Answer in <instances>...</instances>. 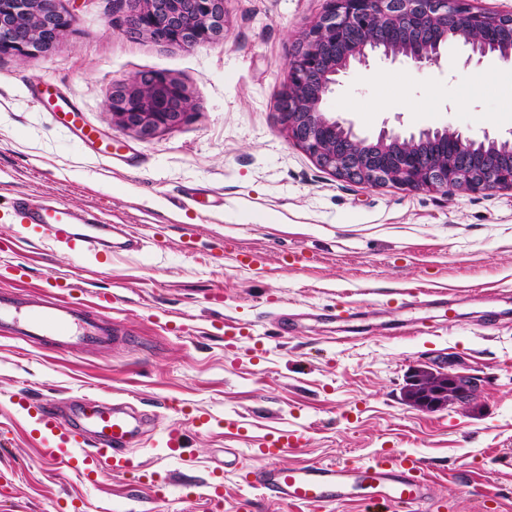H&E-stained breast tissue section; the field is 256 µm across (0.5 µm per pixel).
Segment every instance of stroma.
<instances>
[{
	"label": "stroma",
	"mask_w": 512,
	"mask_h": 512,
	"mask_svg": "<svg viewBox=\"0 0 512 512\" xmlns=\"http://www.w3.org/2000/svg\"><path fill=\"white\" fill-rule=\"evenodd\" d=\"M76 21L44 53L0 54V209L44 197L127 224L141 246L100 263L0 221V289L33 296L49 276L112 296L128 342L60 352L0 338V512H398L364 490L320 509L246 487L236 466L266 467L258 440L299 433L281 464L360 465L385 452L420 459L433 491L416 512H512V191H408L337 179L288 138L276 101L292 44L326 0H225L224 37L192 48L127 33L116 0H61ZM452 44L425 69L353 67L326 106L367 137L382 127L512 131V77L494 59L465 65ZM152 72L181 83L193 109L149 139L107 102ZM485 74L469 84L465 74ZM77 106L108 156L54 118ZM256 253L263 269L233 256ZM448 287V299L435 289ZM417 295L401 306L403 294ZM357 310V317L346 314ZM418 366L464 372L467 405L426 412L404 395ZM154 419L134 449L141 470L89 481L46 466L28 413L81 395ZM187 447L169 455L167 430Z\"/></svg>",
	"instance_id": "35a3bbf8"
}]
</instances>
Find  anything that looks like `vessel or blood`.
<instances>
[{"label": "vessel or blood", "mask_w": 512, "mask_h": 512, "mask_svg": "<svg viewBox=\"0 0 512 512\" xmlns=\"http://www.w3.org/2000/svg\"><path fill=\"white\" fill-rule=\"evenodd\" d=\"M5 216L32 238L60 243L96 259L111 258L117 248L136 249L139 243L129 225L109 224L90 213L35 197L14 198ZM52 285L53 293L34 300L1 289L0 334L34 347L62 350L123 344L124 338L112 322L111 296H99L98 308L92 312L72 296L79 283L57 278ZM40 416L47 433L45 463L63 462L79 473L89 457L114 470L135 469L128 450L151 423L148 415L129 406L89 396L80 398L69 416L50 408L41 409ZM239 476L244 485L296 505L340 499L358 486L370 495L411 507L428 498L431 491L416 458L387 454L376 455L359 467L340 462L272 465L258 472L243 468Z\"/></svg>", "instance_id": "vessel-or-blood-1"}]
</instances>
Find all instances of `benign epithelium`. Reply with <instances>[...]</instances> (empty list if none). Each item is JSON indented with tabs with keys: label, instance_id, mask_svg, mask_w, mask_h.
Masks as SVG:
<instances>
[{
	"label": "benign epithelium",
	"instance_id": "7a95c632",
	"mask_svg": "<svg viewBox=\"0 0 512 512\" xmlns=\"http://www.w3.org/2000/svg\"><path fill=\"white\" fill-rule=\"evenodd\" d=\"M58 0H0V52L22 59L46 51L75 23ZM124 24L162 44L199 46L224 35V0H123ZM321 18L288 59V85L277 110L289 138L336 177L370 186L444 193L512 190V131L480 138L450 127L403 134L382 127L370 139L326 109L350 68L372 58L436 66L448 42L465 46L466 63L493 56L512 61V11L489 12L472 0H327ZM122 127L148 139L188 117L184 87L163 74L121 83L108 101ZM475 378L415 368L405 391L419 410L437 411L473 400Z\"/></svg>",
	"mask_w": 512,
	"mask_h": 512
}]
</instances>
